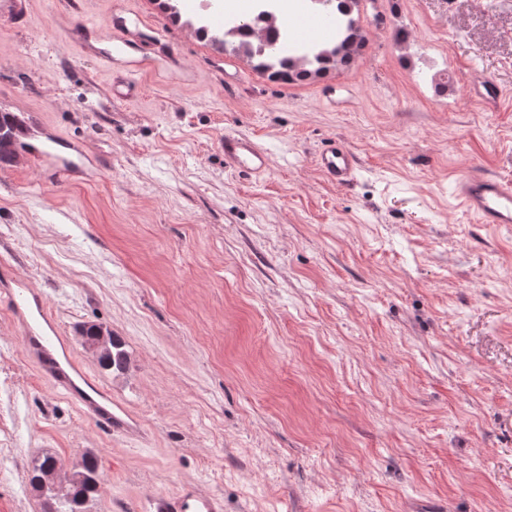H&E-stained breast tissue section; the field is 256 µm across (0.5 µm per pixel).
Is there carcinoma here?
<instances>
[{
	"label": "carcinoma",
	"instance_id": "1",
	"mask_svg": "<svg viewBox=\"0 0 512 512\" xmlns=\"http://www.w3.org/2000/svg\"><path fill=\"white\" fill-rule=\"evenodd\" d=\"M326 8L336 6V13H326V17H336V33L340 36L337 43L330 48L315 45L301 49V54L294 58L288 55L276 56L270 50L277 44L275 40L250 41L238 38V33L248 31L254 24V19L232 22L224 31V37L209 36V30L200 29L198 34L210 38L220 46L227 45L226 36L237 39L234 48L242 50L251 58L257 60L255 68L267 76L272 82L296 83L305 82L329 73L338 68L348 69L352 66L366 37L352 17L354 5L358 0H313ZM17 125L13 116L0 117V162L10 160L13 156L12 130ZM112 337L111 350L105 358V370L121 374L128 370L129 359L124 349V343L112 335L111 329H106ZM57 462L52 455H45L31 462L29 484L32 490L43 501V512H88L89 503L99 494L100 476L97 458L92 455L82 457V478L67 471L56 468L48 472L51 464Z\"/></svg>",
	"mask_w": 512,
	"mask_h": 512
}]
</instances>
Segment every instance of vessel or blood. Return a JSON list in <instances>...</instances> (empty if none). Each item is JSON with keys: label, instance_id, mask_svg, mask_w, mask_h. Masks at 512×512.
<instances>
[{"label": "vessel or blood", "instance_id": "1", "mask_svg": "<svg viewBox=\"0 0 512 512\" xmlns=\"http://www.w3.org/2000/svg\"><path fill=\"white\" fill-rule=\"evenodd\" d=\"M83 53L107 66L112 72V96L127 100L139 92L140 74L157 63L171 72L182 71L184 64L165 39L153 35L151 26L127 12L116 10L106 27L85 25L72 34ZM473 98L496 102L500 88L487 77L473 79L469 86ZM28 138L22 156L42 161L52 159L63 176H71L78 164L74 159L78 144L58 138L60 153L50 155L34 143L35 131ZM224 155V169L255 176L266 173L271 164L268 151L250 136L227 133L218 141ZM316 165L324 179L336 186L349 185L358 170L356 152L343 140L331 137L316 152ZM460 205L482 224H512V180L495 175L470 173L456 182ZM12 305L13 319L21 329V342L39 374L63 394L77 411L107 434L134 433L128 416L114 410L112 396L79 364L72 348L60 335L59 327L46 312L44 297L27 282L12 280L0 287ZM155 512H224L221 497L206 494L187 485L173 495L158 499Z\"/></svg>", "mask_w": 512, "mask_h": 512}]
</instances>
